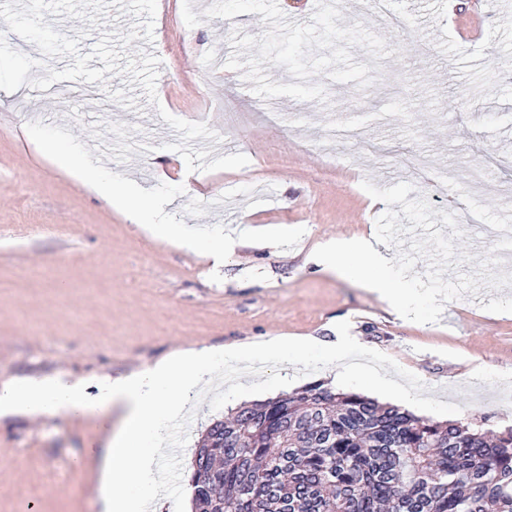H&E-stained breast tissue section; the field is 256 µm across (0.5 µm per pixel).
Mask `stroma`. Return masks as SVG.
I'll return each mask as SVG.
<instances>
[{
  "label": "stroma",
  "mask_w": 512,
  "mask_h": 512,
  "mask_svg": "<svg viewBox=\"0 0 512 512\" xmlns=\"http://www.w3.org/2000/svg\"><path fill=\"white\" fill-rule=\"evenodd\" d=\"M214 0H158L154 39L128 55L158 57L155 98L122 72L105 83H55L49 97L0 89V383L64 374L116 378L182 349L259 345L269 337L335 341L342 329L367 370L337 376L317 351L297 364L253 357L217 366L211 387L167 428V477L153 512H192L188 473L212 419L321 381L387 402L377 356L410 395L409 412L500 433L512 428V242L485 239L479 224H512V0H340L341 26L362 23L390 57L367 88L317 75L328 101L263 99L242 72L215 71L233 31L260 35V14L207 18ZM81 54L103 31L128 33L133 15L110 7L105 29L46 15ZM78 37V36H77ZM203 122L215 139L191 140L212 157L243 153L237 170L187 172L159 109ZM68 129L87 147L98 124L128 126L135 152L102 157L112 172L155 187L183 185L171 206L188 226L230 232L304 228L290 250L244 243L220 269L152 237L91 194L37 147L26 125ZM428 163L413 174V160ZM483 168L482 186L468 173ZM375 233L393 278L418 300L399 318L359 280L313 262L331 238ZM106 433L82 417L0 418V512H98L95 487Z\"/></svg>",
  "instance_id": "35a3bbf8"
}]
</instances>
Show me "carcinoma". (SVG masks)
<instances>
[{
	"label": "carcinoma",
	"instance_id": "1",
	"mask_svg": "<svg viewBox=\"0 0 512 512\" xmlns=\"http://www.w3.org/2000/svg\"><path fill=\"white\" fill-rule=\"evenodd\" d=\"M194 456L195 512H512V429L322 382L212 420Z\"/></svg>",
	"mask_w": 512,
	"mask_h": 512
}]
</instances>
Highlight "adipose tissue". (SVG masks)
Here are the masks:
<instances>
[{
	"label": "adipose tissue",
	"mask_w": 512,
	"mask_h": 512,
	"mask_svg": "<svg viewBox=\"0 0 512 512\" xmlns=\"http://www.w3.org/2000/svg\"><path fill=\"white\" fill-rule=\"evenodd\" d=\"M317 266L363 281L395 312L408 313L413 302L405 284L387 277L388 255L374 235L325 242L317 250ZM223 359V352L207 347L180 350L128 375L106 379L94 399L87 397L83 381L63 375L14 380L0 385V414L98 418L110 432L99 479L102 512H146L143 489L151 481L154 457L166 447L167 423L209 384ZM116 405L123 408L117 423L112 420Z\"/></svg>",
	"instance_id": "obj_1"
}]
</instances>
